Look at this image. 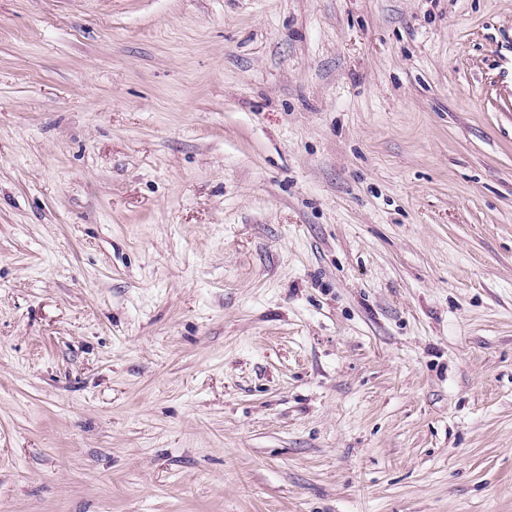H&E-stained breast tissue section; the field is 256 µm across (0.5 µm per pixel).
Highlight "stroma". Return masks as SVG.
<instances>
[{
    "label": "stroma",
    "instance_id": "stroma-1",
    "mask_svg": "<svg viewBox=\"0 0 512 512\" xmlns=\"http://www.w3.org/2000/svg\"><path fill=\"white\" fill-rule=\"evenodd\" d=\"M0 512H512V0H0Z\"/></svg>",
    "mask_w": 512,
    "mask_h": 512
}]
</instances>
